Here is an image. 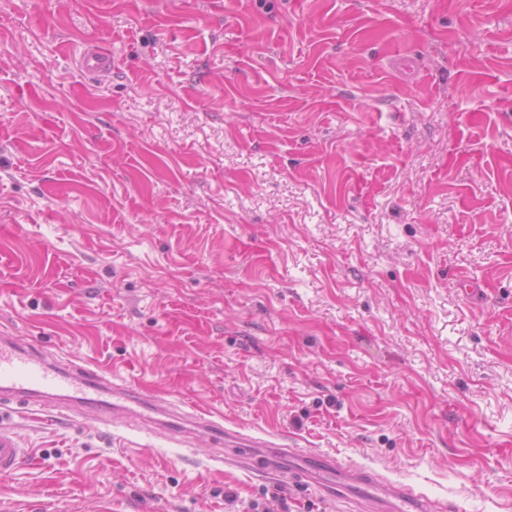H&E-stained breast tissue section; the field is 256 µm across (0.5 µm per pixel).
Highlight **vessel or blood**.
Segmentation results:
<instances>
[{
	"instance_id": "obj_1",
	"label": "vessel or blood",
	"mask_w": 512,
	"mask_h": 512,
	"mask_svg": "<svg viewBox=\"0 0 512 512\" xmlns=\"http://www.w3.org/2000/svg\"><path fill=\"white\" fill-rule=\"evenodd\" d=\"M112 372L88 366L70 367L49 363L41 352L15 340L0 339V391L17 395L24 404L43 409L61 403L86 405L102 394L124 411L140 407L162 412L166 406L127 384H115ZM184 421L200 423L217 440L233 444L237 455L255 461L263 471L293 482L314 484L329 498L361 496L375 501L379 512H456L454 502L433 500L414 488L350 462L305 448L262 450L260 441L242 437L208 418L204 409L184 413ZM27 456L12 429L0 426V474L13 473Z\"/></svg>"
}]
</instances>
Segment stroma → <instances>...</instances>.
<instances>
[{"mask_svg":"<svg viewBox=\"0 0 512 512\" xmlns=\"http://www.w3.org/2000/svg\"><path fill=\"white\" fill-rule=\"evenodd\" d=\"M0 334L512 512V0H0ZM110 409L0 512H370Z\"/></svg>","mask_w":512,"mask_h":512,"instance_id":"35a3bbf8","label":"stroma"}]
</instances>
